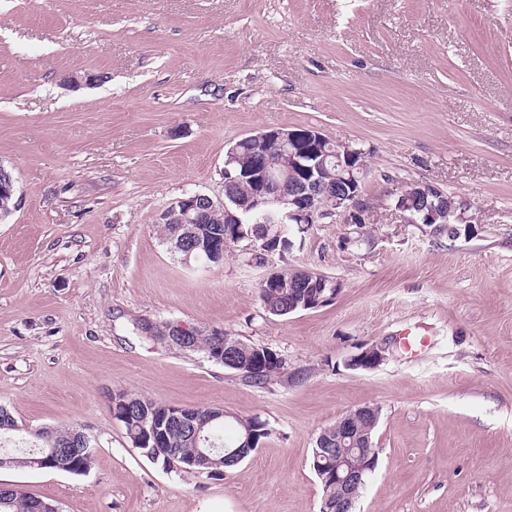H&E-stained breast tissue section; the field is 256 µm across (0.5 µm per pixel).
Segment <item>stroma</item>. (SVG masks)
Segmentation results:
<instances>
[{"label":"stroma","instance_id":"35a3bbf8","mask_svg":"<svg viewBox=\"0 0 512 512\" xmlns=\"http://www.w3.org/2000/svg\"><path fill=\"white\" fill-rule=\"evenodd\" d=\"M312 127L369 150L363 226H306L264 266L170 250L161 214L223 199L236 141ZM0 166L20 200L0 220V448L71 423L93 444L86 473L0 483L61 512H320L315 440L371 405L356 512H512V0H0ZM410 181L465 200L471 233L402 223L389 199ZM272 268L340 289L272 316ZM137 322L263 345L288 378L246 383ZM375 344L379 367H348ZM121 391L270 434L223 479L167 470L113 418ZM168 325V322L155 325L151 323H138L137 329L144 333L145 337L151 340L154 344H158L164 348L168 347L184 350L182 346L172 338Z\"/></svg>","mask_w":512,"mask_h":512}]
</instances>
